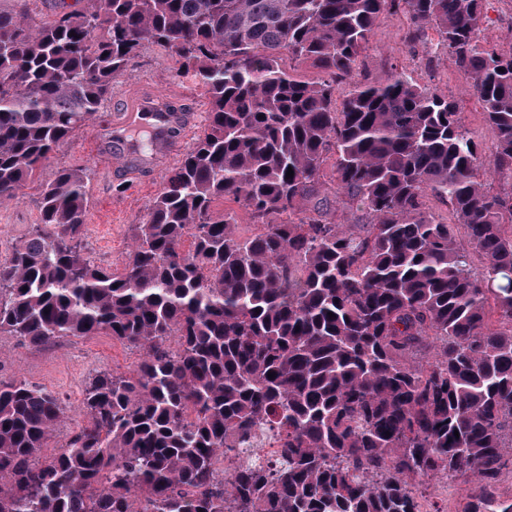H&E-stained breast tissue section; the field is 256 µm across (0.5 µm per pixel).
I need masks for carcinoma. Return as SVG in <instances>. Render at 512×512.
Wrapping results in <instances>:
<instances>
[{"label":"carcinoma","mask_w":512,"mask_h":512,"mask_svg":"<svg viewBox=\"0 0 512 512\" xmlns=\"http://www.w3.org/2000/svg\"><path fill=\"white\" fill-rule=\"evenodd\" d=\"M483 9L88 0L39 24L0 12V201L101 110L146 43L173 52L209 104L121 270L84 258L89 173L69 168L0 264V332L32 348L105 334L142 352L85 385L87 423L44 460L58 398L0 381V512H421L430 481L462 492L464 512H512L500 488L512 474V192L481 179L512 181V50L483 45ZM398 12L405 42L435 30L477 96L496 132L489 159L457 103L402 69L354 84L336 108V77ZM285 53L330 79L283 68ZM330 152L369 223L306 209ZM429 192L455 223L426 214ZM218 199L247 209L256 232L242 236ZM261 425L281 444L272 459L252 447ZM242 454L253 461L221 470Z\"/></svg>","instance_id":"carcinoma-1"}]
</instances>
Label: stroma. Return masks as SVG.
Masks as SVG:
<instances>
[{
  "mask_svg": "<svg viewBox=\"0 0 512 512\" xmlns=\"http://www.w3.org/2000/svg\"><path fill=\"white\" fill-rule=\"evenodd\" d=\"M408 24L404 13L381 17L356 79L384 82L392 68L410 73L419 84L455 100L463 125L477 140L482 154L496 144L493 128L486 122L476 97L457 72L447 50L437 47L436 32H429L430 47L410 48L402 40ZM480 38L490 49L512 50V0H486ZM152 89L174 92L184 99L194 116L192 131L177 147L185 155L194 147L207 124L208 102L201 89L178 74L171 52L155 45L143 46L128 64L125 78L114 82L100 112L75 136L60 142L33 182L17 199L0 202V262H7L32 225L40 223L38 200L43 183L57 168L85 169L90 173L88 218L83 255L92 264L121 270L130 252V225L140 223L150 201L162 187L163 173L122 179L112 173V161L102 155L100 138L119 104L131 94ZM141 359L139 349L108 336L70 337L34 349L15 337L0 333V380L24 379L54 393L64 408L43 456L49 457L85 424L81 409L85 384L100 370L126 373Z\"/></svg>",
  "mask_w": 512,
  "mask_h": 512,
  "instance_id": "obj_1",
  "label": "stroma"
}]
</instances>
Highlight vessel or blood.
Returning <instances> with one entry per match:
<instances>
[{"label":"vessel or blood","instance_id":"1","mask_svg":"<svg viewBox=\"0 0 512 512\" xmlns=\"http://www.w3.org/2000/svg\"><path fill=\"white\" fill-rule=\"evenodd\" d=\"M190 123L191 115L180 96L147 92L125 101L112 116L113 171L132 177L160 170L173 158ZM140 134L148 138L147 150L134 146Z\"/></svg>","mask_w":512,"mask_h":512}]
</instances>
